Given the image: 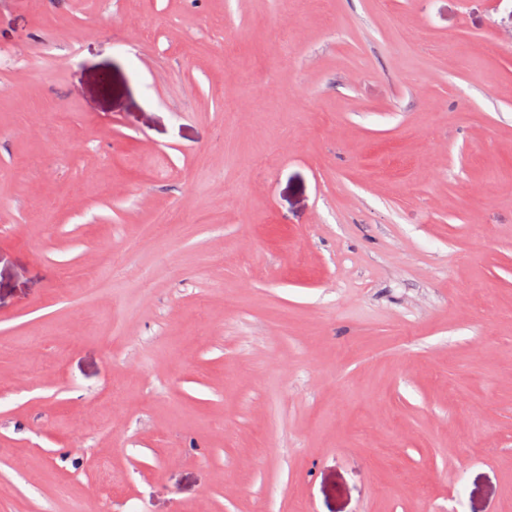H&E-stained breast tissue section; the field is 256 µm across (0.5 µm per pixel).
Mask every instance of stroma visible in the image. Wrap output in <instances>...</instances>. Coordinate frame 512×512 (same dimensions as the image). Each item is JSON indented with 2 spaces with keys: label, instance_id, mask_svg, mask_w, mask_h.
Returning <instances> with one entry per match:
<instances>
[{
  "label": "stroma",
  "instance_id": "1",
  "mask_svg": "<svg viewBox=\"0 0 512 512\" xmlns=\"http://www.w3.org/2000/svg\"><path fill=\"white\" fill-rule=\"evenodd\" d=\"M0 512H512V0H0Z\"/></svg>",
  "mask_w": 512,
  "mask_h": 512
}]
</instances>
